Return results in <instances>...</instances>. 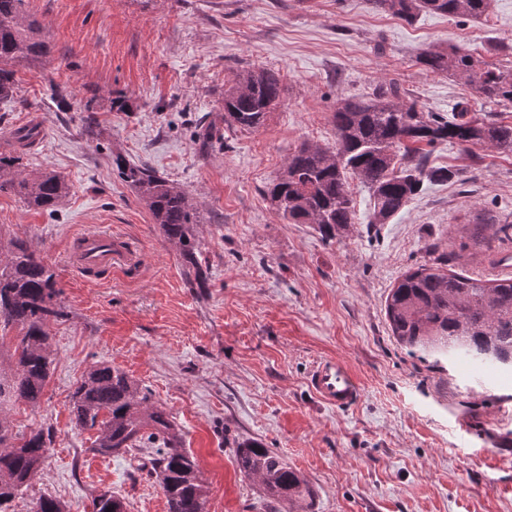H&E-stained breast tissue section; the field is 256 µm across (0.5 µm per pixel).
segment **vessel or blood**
Segmentation results:
<instances>
[{"instance_id": "b4317fda", "label": "vessel or blood", "mask_w": 512, "mask_h": 512, "mask_svg": "<svg viewBox=\"0 0 512 512\" xmlns=\"http://www.w3.org/2000/svg\"><path fill=\"white\" fill-rule=\"evenodd\" d=\"M77 268L87 273L111 269L127 262L125 241L121 236L88 233L73 244ZM307 386L314 397L326 406L348 409L361 398V384L348 365L337 358L315 362L307 375Z\"/></svg>"}]
</instances>
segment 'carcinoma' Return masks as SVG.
Masks as SVG:
<instances>
[{
    "instance_id": "obj_1",
    "label": "carcinoma",
    "mask_w": 512,
    "mask_h": 512,
    "mask_svg": "<svg viewBox=\"0 0 512 512\" xmlns=\"http://www.w3.org/2000/svg\"><path fill=\"white\" fill-rule=\"evenodd\" d=\"M27 0H0V99L13 97L14 66L51 53L42 27L26 10ZM376 11L410 21L422 12L482 20L493 0H369ZM419 61L437 74L460 77L483 98L512 105V70L484 64L459 46L430 48ZM278 77L266 70L249 71L224 90V124L254 130L279 103ZM468 104H456L452 118L407 105L397 83L379 87L368 98L346 99L332 119L333 146L302 144L285 163L266 195L293 224H313L327 241L346 234L353 224L348 177L355 176L372 191L371 223L387 224L419 193L426 179L446 181V168H430L420 145L448 142L467 151L487 146L512 155V124L469 116ZM120 176L148 206L165 241L187 265L191 287L206 283L195 225L197 211L187 193L146 165L116 157ZM14 190L34 209L53 211L69 193L65 179L44 171L29 178L20 157L0 154V192ZM55 271L24 239L0 253V326L15 325L20 336L11 372H0V512L39 473L53 443L49 429H35L20 445L13 439L3 405L41 403L51 374V320L66 316ZM396 340L410 353L467 360L512 370V277L483 283L436 268L409 272L390 290L386 305ZM76 426L96 430L93 451L103 457H130L149 469L166 497L168 512H207V490L194 458L182 448L181 433L166 412L149 404L129 376L105 364L90 367L71 396ZM234 463L257 479L275 507L271 512H300L309 487L300 473L276 452L253 440L237 445ZM93 512H126L124 502L110 491L97 494ZM32 512H70L55 497L43 496Z\"/></svg>"
}]
</instances>
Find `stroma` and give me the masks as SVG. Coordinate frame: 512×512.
Masks as SVG:
<instances>
[{
	"label": "stroma",
	"mask_w": 512,
	"mask_h": 512,
	"mask_svg": "<svg viewBox=\"0 0 512 512\" xmlns=\"http://www.w3.org/2000/svg\"><path fill=\"white\" fill-rule=\"evenodd\" d=\"M50 55L17 68L14 100L0 101V153L23 170H53L70 187L57 211L0 193V245L20 237L55 271L66 315L50 322L54 370L38 407L8 406L15 440L51 429L39 475L12 503L31 512L42 496L91 512L109 490L126 512H167L154 477L92 451L95 432L75 426L71 394L96 363L124 371L182 430L208 489V512H268L257 481L233 450L261 441L307 481L308 512H512V372L465 360L438 367L394 338L387 296L426 266L492 280L512 253V156L482 146L429 150L456 173L425 182L390 223L372 224L368 188L350 178V231L324 241L291 224L267 186L305 142L336 140L332 114L346 98L385 82L406 103L451 116L512 123L463 80L425 69L430 47L462 46L512 67V0L488 19L424 13L406 22L368 0H29ZM269 70L280 105L256 130L224 129L202 151L198 125L224 114L239 73ZM65 86V100L51 84ZM33 144L18 146V128ZM148 165L186 190L208 285L186 267L146 204L117 174L115 157ZM124 235L135 268L84 276L73 240ZM339 357L362 384L359 403L331 409L309 392L313 360Z\"/></svg>",
	"instance_id": "obj_1"
}]
</instances>
